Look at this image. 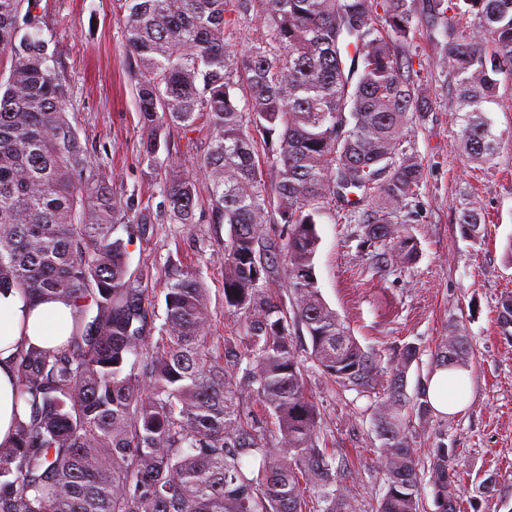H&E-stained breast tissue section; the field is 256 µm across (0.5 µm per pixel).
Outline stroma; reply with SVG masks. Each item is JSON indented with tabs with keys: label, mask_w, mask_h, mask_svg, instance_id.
<instances>
[{
	"label": "stroma",
	"mask_w": 512,
	"mask_h": 512,
	"mask_svg": "<svg viewBox=\"0 0 512 512\" xmlns=\"http://www.w3.org/2000/svg\"><path fill=\"white\" fill-rule=\"evenodd\" d=\"M410 2L415 12L410 55L425 97V109L415 113L407 136L423 168L409 219L418 257L406 268L392 263L378 273L367 271L360 225L328 210L317 219L321 241L314 271L324 301L382 363L406 343L417 344L420 358L407 373L408 395L433 371L432 354L449 325L463 328L473 350L465 370L467 406L412 420L410 432L424 466L429 448L447 438L461 472L464 512H512V337L504 336L497 321L502 297L512 293V265L504 257L512 242V74H499V104L491 114L504 135L497 163L476 164L465 157L457 136L459 103L442 53L448 20L429 17L424 0ZM38 14L72 89L71 124L98 158L113 192L133 199L135 210L152 217L146 234H133L128 251L131 272L154 291L156 317L164 315L167 265L179 262L201 272L213 333L223 335L228 225L173 224L160 211V185L174 170L195 179L199 204L207 206L208 182L197 166L207 150L205 127L187 134L171 129L167 147L154 160H144L119 0H40ZM464 202L485 218L478 239L460 233L458 209ZM297 342L307 391L322 416L320 435L336 457L352 465L346 484L358 512H375L385 480L376 463L371 400L323 377L308 359V337ZM489 478L495 482L491 492L484 488Z\"/></svg>",
	"instance_id": "stroma-1"
}]
</instances>
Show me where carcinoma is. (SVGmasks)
<instances>
[{"instance_id": "carcinoma-1", "label": "carcinoma", "mask_w": 512, "mask_h": 512, "mask_svg": "<svg viewBox=\"0 0 512 512\" xmlns=\"http://www.w3.org/2000/svg\"><path fill=\"white\" fill-rule=\"evenodd\" d=\"M133 61L143 152L154 158L174 127L210 131L198 167L209 181L210 220L229 225L224 309L243 334L214 345L206 288L176 269L163 323L152 293L129 271L117 235L132 200L112 193L67 117L72 91L41 35L39 0H0V51L13 65L0 83V289L27 302L73 306L67 340L29 345L13 360L14 441L0 447V512H357L348 462L319 446L295 330L311 359L345 390L371 394L386 492L377 512H420L411 417L432 408L425 386L405 393L419 359L412 343L390 369L364 351L324 302L313 260L316 217L359 214L362 244L380 269L414 263L402 213L422 168L404 146L422 111L409 47L408 0H121ZM261 4L263 37L239 54L226 31ZM452 13L443 51L464 113L463 150L492 164L501 136L489 113L497 75L512 70V0H427ZM245 92L239 102L234 90ZM173 224L196 223L195 181L165 177ZM283 225L272 238L263 224ZM483 216L464 208L461 235ZM287 280L288 300L270 284ZM465 368L463 328L432 354ZM257 410L245 412L247 401ZM270 419L271 424L264 423ZM454 449H431L436 512H461Z\"/></svg>"}]
</instances>
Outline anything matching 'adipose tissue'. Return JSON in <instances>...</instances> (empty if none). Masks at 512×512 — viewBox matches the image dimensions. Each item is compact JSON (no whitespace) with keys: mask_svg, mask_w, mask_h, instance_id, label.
Returning a JSON list of instances; mask_svg holds the SVG:
<instances>
[{"mask_svg":"<svg viewBox=\"0 0 512 512\" xmlns=\"http://www.w3.org/2000/svg\"><path fill=\"white\" fill-rule=\"evenodd\" d=\"M72 324V308L60 300L29 304L13 289L0 291V446L13 437L17 393L13 357L21 346L36 344L53 348L63 343ZM464 375L454 367L437 368L430 376L426 394L430 405L443 414L461 410L463 401L455 392Z\"/></svg>","mask_w":512,"mask_h":512,"instance_id":"adipose-tissue-1","label":"adipose tissue"}]
</instances>
